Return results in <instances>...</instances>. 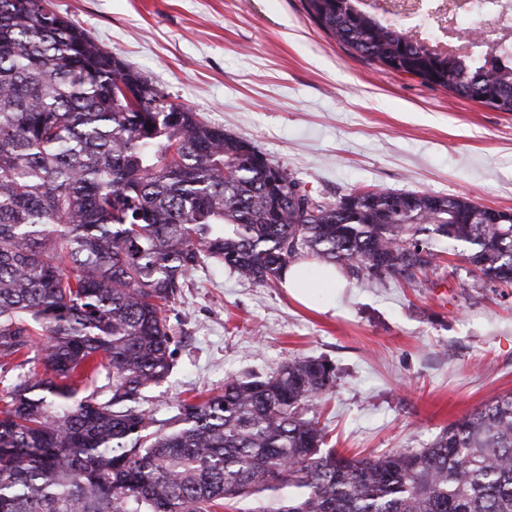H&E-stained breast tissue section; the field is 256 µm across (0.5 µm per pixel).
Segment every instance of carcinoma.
I'll use <instances>...</instances> for the list:
<instances>
[{"mask_svg": "<svg viewBox=\"0 0 512 512\" xmlns=\"http://www.w3.org/2000/svg\"><path fill=\"white\" fill-rule=\"evenodd\" d=\"M354 58L512 112V69L305 0ZM357 187L319 201L248 139L169 99L53 0H0V512H512V391L425 448L348 458L309 415L333 365L269 375L157 417L166 313L203 264L273 288L300 257L415 283L458 255L512 284V211Z\"/></svg>", "mask_w": 512, "mask_h": 512, "instance_id": "cac0c4a2", "label": "carcinoma"}]
</instances>
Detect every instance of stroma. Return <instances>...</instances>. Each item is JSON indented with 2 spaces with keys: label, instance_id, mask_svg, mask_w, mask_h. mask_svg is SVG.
I'll use <instances>...</instances> for the list:
<instances>
[{
  "label": "stroma",
  "instance_id": "1",
  "mask_svg": "<svg viewBox=\"0 0 512 512\" xmlns=\"http://www.w3.org/2000/svg\"><path fill=\"white\" fill-rule=\"evenodd\" d=\"M105 49L212 124L250 139L320 200L356 187L463 196L512 209V113L349 56L303 0H54ZM429 281L344 277L298 266L304 305L211 265L168 314L175 367L152 391L159 417L232 376L315 357L336 386L314 410L348 457L423 448L512 391V288H460L466 264Z\"/></svg>",
  "mask_w": 512,
  "mask_h": 512
}]
</instances>
